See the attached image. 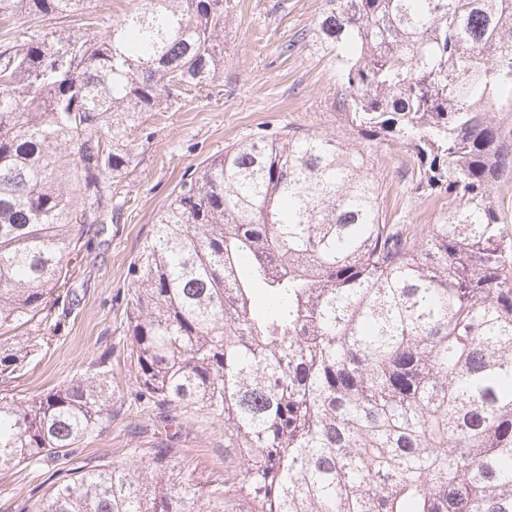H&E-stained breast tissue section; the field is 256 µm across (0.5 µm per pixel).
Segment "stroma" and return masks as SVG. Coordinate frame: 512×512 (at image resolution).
I'll list each match as a JSON object with an SVG mask.
<instances>
[{"label":"stroma","instance_id":"stroma-1","mask_svg":"<svg viewBox=\"0 0 512 512\" xmlns=\"http://www.w3.org/2000/svg\"><path fill=\"white\" fill-rule=\"evenodd\" d=\"M323 0H234V16L224 38V79L207 92L152 116L153 136L141 149L134 170L123 179L127 203L119 220L104 231L90 229L70 291L56 303L59 329L36 366L20 372L7 390L28 399L62 386L86 372L104 349L112 351V422L87 440L76 456L32 469L0 471V512H21L49 484L89 460L119 462L129 448H171L196 481L224 473V430L206 421L160 419L134 404L136 380L127 360L126 320L132 269L155 218L185 174L243 138L252 128L289 125L298 132L319 131L375 157L386 211L404 209L409 221L431 224L444 206L414 189L409 153L362 139L341 121L333 105L340 79L334 63L318 46L282 48L295 32L311 27Z\"/></svg>","mask_w":512,"mask_h":512}]
</instances>
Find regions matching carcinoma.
<instances>
[{"instance_id": "1", "label": "carcinoma", "mask_w": 512, "mask_h": 512, "mask_svg": "<svg viewBox=\"0 0 512 512\" xmlns=\"http://www.w3.org/2000/svg\"><path fill=\"white\" fill-rule=\"evenodd\" d=\"M0 0L30 29L0 51V470L75 454L112 420V350L20 402L48 300L84 232L118 216L149 112L224 78L231 0ZM312 41L341 73L346 126L418 165L434 224L387 218L355 148L260 129L208 160L133 266L136 402L224 426V479L173 449L74 471L29 512H512V0H324ZM268 304L256 306V289Z\"/></svg>"}]
</instances>
